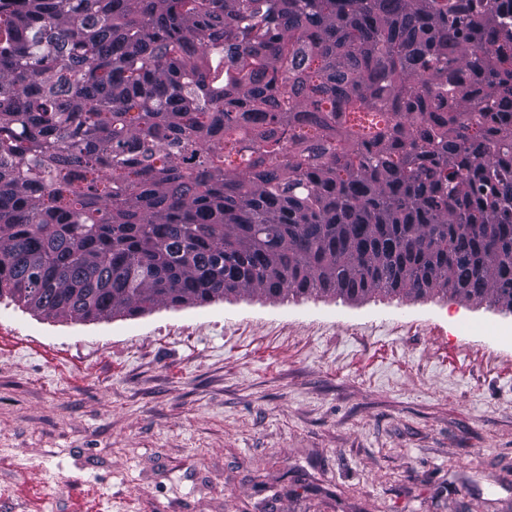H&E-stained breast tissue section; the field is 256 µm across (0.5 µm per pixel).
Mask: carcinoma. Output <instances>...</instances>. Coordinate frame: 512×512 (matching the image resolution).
Returning <instances> with one entry per match:
<instances>
[{"label":"carcinoma","instance_id":"obj_1","mask_svg":"<svg viewBox=\"0 0 512 512\" xmlns=\"http://www.w3.org/2000/svg\"><path fill=\"white\" fill-rule=\"evenodd\" d=\"M512 313V0H0V299Z\"/></svg>","mask_w":512,"mask_h":512}]
</instances>
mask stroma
<instances>
[{
	"mask_svg": "<svg viewBox=\"0 0 512 512\" xmlns=\"http://www.w3.org/2000/svg\"><path fill=\"white\" fill-rule=\"evenodd\" d=\"M442 295L0 300V512H512V349Z\"/></svg>",
	"mask_w": 512,
	"mask_h": 512,
	"instance_id": "1",
	"label": "stroma"
}]
</instances>
